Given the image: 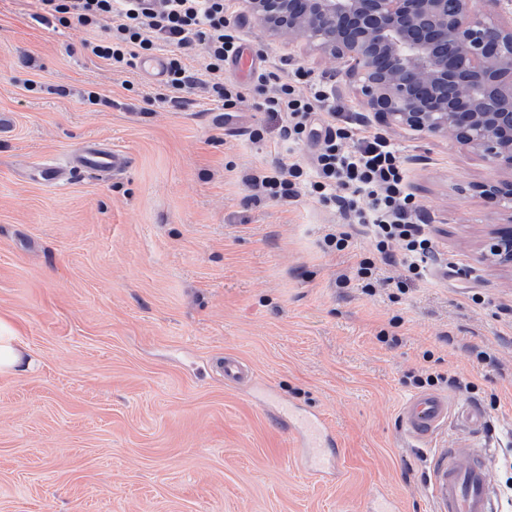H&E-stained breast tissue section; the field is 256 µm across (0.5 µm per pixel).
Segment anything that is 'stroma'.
<instances>
[{"mask_svg": "<svg viewBox=\"0 0 512 512\" xmlns=\"http://www.w3.org/2000/svg\"><path fill=\"white\" fill-rule=\"evenodd\" d=\"M233 9L267 67L334 78L338 101L367 112L336 60L273 35L241 0ZM36 10L0 0V113L13 121L0 137V314L37 360L27 375H0V512H367L380 487L398 512H431L434 449L398 432L416 393L405 377L423 369L496 400L480 440L501 483L512 268L483 251L512 209L477 190L495 171L451 136L381 126L407 158L448 275L397 297L395 261L365 293L341 278L366 240L341 253L321 245L337 211L306 196L253 201L249 177L288 150L277 121L250 100L225 117L201 88L183 108L148 103L157 84L82 51L105 28L43 25ZM87 90L108 105L85 103ZM92 138L130 166L38 181L39 164ZM227 354L253 366L250 384L225 385ZM265 391L327 420L337 445L325 461L339 475L304 469L287 423L257 404Z\"/></svg>", "mask_w": 512, "mask_h": 512, "instance_id": "stroma-1", "label": "stroma"}]
</instances>
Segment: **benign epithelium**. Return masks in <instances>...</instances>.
Listing matches in <instances>:
<instances>
[{
	"label": "benign epithelium",
	"mask_w": 512,
	"mask_h": 512,
	"mask_svg": "<svg viewBox=\"0 0 512 512\" xmlns=\"http://www.w3.org/2000/svg\"><path fill=\"white\" fill-rule=\"evenodd\" d=\"M275 35L305 39L361 86L375 115L420 135L449 134L512 172V0H243ZM509 18H504V15ZM479 192L512 201V178ZM487 261L512 264V225Z\"/></svg>",
	"instance_id": "obj_1"
}]
</instances>
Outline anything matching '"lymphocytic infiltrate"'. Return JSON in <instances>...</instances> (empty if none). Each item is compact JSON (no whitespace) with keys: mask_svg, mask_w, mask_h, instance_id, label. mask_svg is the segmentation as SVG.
Segmentation results:
<instances>
[{"mask_svg":"<svg viewBox=\"0 0 512 512\" xmlns=\"http://www.w3.org/2000/svg\"><path fill=\"white\" fill-rule=\"evenodd\" d=\"M42 24L79 28L107 27L106 38L82 43L84 51L108 62L112 70L136 67L158 47L169 49L166 77L153 100L183 107L197 85L210 101L231 113L253 98L258 111L279 119V136L288 144L311 147L309 164L278 160L253 174L250 182L263 200L290 202L300 195L337 209L345 223L361 227L371 250L352 267L350 277L371 292L378 265L399 260L405 270L395 284L399 293L428 282L437 263V246L415 200L404 159L392 140L350 115L339 104L330 79L301 65L287 76L258 68L251 84L224 77L244 42L228 13L232 0H38ZM204 66H190L196 48Z\"/></svg>","mask_w":512,"mask_h":512,"instance_id":"lymphocytic-infiltrate-1","label":"lymphocytic infiltrate"}]
</instances>
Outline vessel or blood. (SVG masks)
<instances>
[{"mask_svg":"<svg viewBox=\"0 0 512 512\" xmlns=\"http://www.w3.org/2000/svg\"><path fill=\"white\" fill-rule=\"evenodd\" d=\"M128 165L126 155L102 141L88 140L69 154L66 163H45L40 176L45 183L58 186L67 181L74 170L105 175L122 171ZM221 370L225 384L233 387L248 384L253 376L250 365L234 355L225 356ZM278 415L293 427L302 450L303 465L312 475L323 474L318 461L324 449L334 443L324 419L317 413L284 407L279 408ZM450 421L469 434L478 435L485 429L487 413L482 406L461 405L437 393L413 396L400 413V429L415 443L430 442ZM428 486L433 512H500L484 449L465 444L437 449L429 464Z\"/></svg>","mask_w":512,"mask_h":512,"instance_id":"vessel-or-blood-1","label":"vessel or blood"}]
</instances>
